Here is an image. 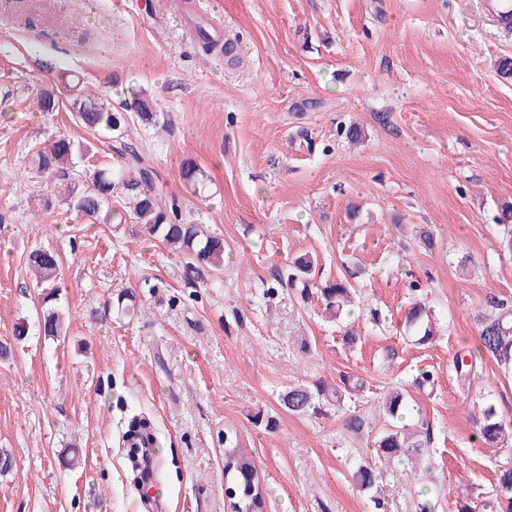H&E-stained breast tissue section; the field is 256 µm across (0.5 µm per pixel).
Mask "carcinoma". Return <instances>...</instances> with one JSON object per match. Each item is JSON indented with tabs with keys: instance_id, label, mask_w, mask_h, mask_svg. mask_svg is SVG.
<instances>
[{
	"instance_id": "carcinoma-1",
	"label": "carcinoma",
	"mask_w": 512,
	"mask_h": 512,
	"mask_svg": "<svg viewBox=\"0 0 512 512\" xmlns=\"http://www.w3.org/2000/svg\"><path fill=\"white\" fill-rule=\"evenodd\" d=\"M204 53L219 50L226 56H233L234 44L226 39L219 42L204 38ZM74 121L91 132L110 136V149L121 163L112 169L94 166L89 169V186L68 187V205L83 216L104 224H124L127 219L138 225L141 232L179 252L188 272L201 275L205 271H220L224 264V238L207 232L201 224H191L179 216L178 209L161 203L153 183V170L143 155L126 138L129 122L138 121L144 125H156L158 114L152 100L136 95L125 112L112 109L100 98L78 94L71 98ZM92 146L81 144L66 135H60L48 145L34 151L30 164L37 172L59 175L86 157ZM122 195L131 205L127 210L110 206L112 196ZM501 224L504 226L502 247L512 253V205L502 210ZM28 264L35 275L36 286L41 288V309L43 319L40 330L55 339L61 335L64 314L54 306L60 288L59 261L50 249L37 248L28 256ZM312 261L299 256L293 261L292 272L288 274L285 287L299 290L302 298L310 297L314 283L309 279ZM320 299L325 309L338 316L350 301L352 288L349 281L337 280L319 287ZM479 325L480 353L459 352L453 363L457 376L465 383L478 376L482 358L488 356L505 371L512 370V305L498 295L485 296L482 309L476 313ZM405 328L414 342L425 345L434 339L431 312L416 301L405 315ZM343 387H334L325 382L295 384L288 387L282 396V403L288 413L294 416L316 415L323 401L336 403L342 399V390L354 385V380L345 377ZM411 395L408 390L396 387L386 391L377 401L378 417L388 421L376 441V456L381 464H390L407 449H419L422 443L417 436L429 437L428 422L418 418L414 430H407L402 421L409 412ZM476 434L488 448L506 451L512 438V418L505 416L497 405L484 401L479 411L472 414ZM224 478L230 512H267L266 491L256 471L253 459L240 447L237 434L224 433ZM381 471L374 463H363L353 473L356 486L362 491L379 487ZM512 512V458L499 466L497 492L479 503L472 499L458 498L453 512Z\"/></svg>"
}]
</instances>
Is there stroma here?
<instances>
[{
    "instance_id": "obj_1",
    "label": "stroma",
    "mask_w": 512,
    "mask_h": 512,
    "mask_svg": "<svg viewBox=\"0 0 512 512\" xmlns=\"http://www.w3.org/2000/svg\"><path fill=\"white\" fill-rule=\"evenodd\" d=\"M57 36L0 15V448L15 467L0 475V512H229L224 432H237L256 463L269 512H434L450 498L491 492L502 453L473 438L478 396L512 412V372L483 360L463 388L453 358L478 344L474 312L487 293L512 301V255L498 218L512 203V34L485 0H50ZM239 36L242 66L204 54L189 22ZM120 107L135 91L166 128L129 132L155 173L163 201L224 239V268L195 279L179 255L134 224H96L58 192L87 165L112 166L106 141L77 126L71 94ZM50 90L58 111L40 112ZM362 131L347 140L349 126ZM65 134L96 145L65 179L29 164ZM204 174L201 191L181 178ZM428 228L435 245L414 235ZM60 258L64 339L38 330L29 252ZM310 254L314 282L356 270L360 336L342 341L345 318L321 300L280 287L293 258ZM421 292H412L411 280ZM129 290L128 316L117 296ZM423 300L437 335L418 345L404 315ZM29 324L21 341L19 321ZM435 386L419 391L423 369ZM345 375L362 390L341 407L295 417L288 386ZM410 390L430 440L385 467L383 509L351 475L374 455L378 398ZM363 417L347 431L346 410ZM271 417L275 428L255 424ZM146 419L157 483L134 482L128 424Z\"/></svg>"
}]
</instances>
